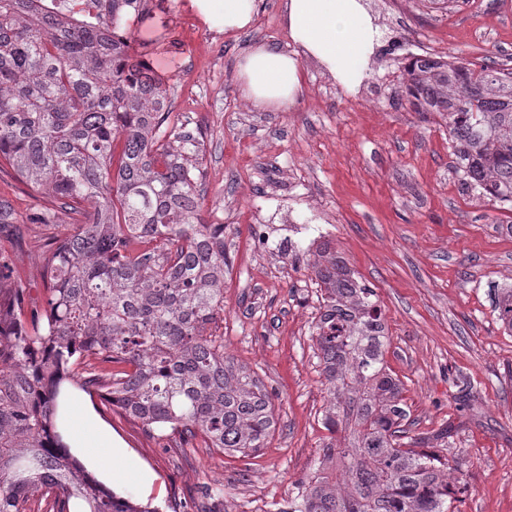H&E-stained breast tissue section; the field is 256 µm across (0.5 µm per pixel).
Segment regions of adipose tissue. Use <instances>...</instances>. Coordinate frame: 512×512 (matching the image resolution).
Returning <instances> with one entry per match:
<instances>
[{
    "instance_id": "ef3b65f1",
    "label": "adipose tissue",
    "mask_w": 512,
    "mask_h": 512,
    "mask_svg": "<svg viewBox=\"0 0 512 512\" xmlns=\"http://www.w3.org/2000/svg\"><path fill=\"white\" fill-rule=\"evenodd\" d=\"M204 23L232 32L251 28L255 0H174ZM284 27L295 52L266 42L249 45L236 67L242 98L257 111L286 112L303 90L301 58L314 60L337 85L357 91L369 78L381 32L367 0H282ZM59 430L64 442L107 487L127 479L122 442L83 397L64 401Z\"/></svg>"
}]
</instances>
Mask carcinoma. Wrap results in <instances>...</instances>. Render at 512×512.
<instances>
[{
    "label": "carcinoma",
    "instance_id": "cac0c4a2",
    "mask_svg": "<svg viewBox=\"0 0 512 512\" xmlns=\"http://www.w3.org/2000/svg\"><path fill=\"white\" fill-rule=\"evenodd\" d=\"M145 2L0 0V160L32 191L90 205L52 240L43 309L27 306L21 280L0 287V512H161L107 491L61 442L67 382L184 446L246 455L276 429L272 394L212 331L224 225L201 214L198 139L167 126L169 87L124 30ZM407 75L414 110L448 124L465 184L512 204V71L416 56ZM314 255L329 437L288 512H454L443 476L459 464L456 427L406 438L376 292L336 247ZM491 291L512 333V284Z\"/></svg>",
    "mask_w": 512,
    "mask_h": 512
}]
</instances>
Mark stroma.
Returning a JSON list of instances; mask_svg holds the SVG:
<instances>
[{
  "label": "stroma",
  "mask_w": 512,
  "mask_h": 512,
  "mask_svg": "<svg viewBox=\"0 0 512 512\" xmlns=\"http://www.w3.org/2000/svg\"><path fill=\"white\" fill-rule=\"evenodd\" d=\"M383 32L371 77L343 91L303 61L304 91L288 112H257L234 79L249 44L287 47L281 0H256L245 32L207 28L191 14L164 13L162 30L132 15L126 29L170 88V123L201 133L193 175L202 214L224 227L230 263L224 272V351L256 372L273 393L277 430L264 448L227 455L180 448L146 435L121 410L94 401L125 444L130 480L123 496L171 512H191L207 485L221 483L220 512H281L322 454L320 413L327 392L311 339L319 291L303 253L284 250L287 225L310 237L329 233L385 314V359L404 384L409 436L458 421L455 451L467 491L458 512H512V334L496 319L489 289L512 282V211L467 188L438 116H421L402 97L405 66L419 54L512 69V0H370ZM0 198L23 223L0 228V253L28 289L45 299L44 266L59 223H33L54 207L51 190L32 192L10 166L0 167ZM269 227L264 257H255L251 225ZM470 380L461 410L456 378ZM155 492L145 496L142 480Z\"/></svg>",
  "instance_id": "obj_1"
}]
</instances>
